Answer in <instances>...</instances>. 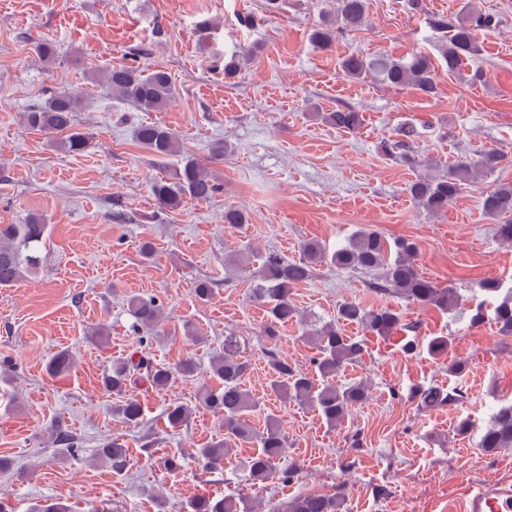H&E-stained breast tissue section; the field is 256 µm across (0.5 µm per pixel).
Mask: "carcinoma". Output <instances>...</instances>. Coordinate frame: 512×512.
Listing matches in <instances>:
<instances>
[{
	"instance_id": "cac0c4a2",
	"label": "carcinoma",
	"mask_w": 512,
	"mask_h": 512,
	"mask_svg": "<svg viewBox=\"0 0 512 512\" xmlns=\"http://www.w3.org/2000/svg\"><path fill=\"white\" fill-rule=\"evenodd\" d=\"M367 0H339L337 24L342 32L359 30L366 22ZM429 25L446 34L447 44L443 59L448 73L454 74L463 63L478 55L479 35L490 30L495 20L489 14L470 10L465 18L453 22L445 15H432ZM251 51L235 53L224 58V79L236 78L242 62ZM343 74L351 79L370 78L394 88H412L424 96L436 93V68L431 58L416 52L405 57L388 54L364 56L350 53L341 61ZM104 87L120 99L133 104L144 112H160L176 96V87L170 75L163 70H150L135 64L120 63L99 74ZM81 105L77 96L63 90L52 94L41 105L23 114L25 124L46 134H59L56 146L68 153L81 154L88 150L90 140L75 124V112ZM327 123L344 131L355 132L363 124L362 115L352 109H338L321 115ZM421 136L412 123H403L394 129V137L383 141V153L403 165H417L414 144ZM138 144L157 159L178 153V141L169 128L147 123L137 127ZM503 155L491 150L479 159L461 158L441 176H423L410 182L407 191L411 200L428 215L444 212L460 192L478 183L479 177L495 168ZM152 194L158 204L177 211L189 202L207 203L220 190L206 166L192 157L184 158L182 165L170 175L153 181ZM483 213L498 221L495 233L503 244L512 245V183L502 182L482 197ZM48 225L40 217H33L24 224L0 225V287H12L27 279L42 262ZM418 246L409 239L387 240L381 232L372 228L358 230L346 244L330 252L321 242L309 240L301 246L299 258L288 261L269 252L256 254L260 261L257 279L253 280L252 296L265 307L266 320L262 335L274 340L280 329L298 317V311L290 296L293 289L311 280L316 267L329 263L339 269L370 273V287L380 293H394L413 304L453 311L458 297L450 288H440L433 281L419 274L415 259ZM483 291L496 300L487 309L479 304L473 309L469 324L477 327L491 319L502 335L512 336V290L500 296L502 282L490 278L483 282ZM127 305L142 331H155L162 319V309L156 300L131 294ZM356 323L381 337L404 328L397 312L389 307L368 309L357 303L344 302L338 306L336 320L320 327L302 322V337L315 345L318 357L314 359L319 379L294 368L287 360L273 351H267L270 373V394L284 400H293L315 409L328 427L337 428L344 423L352 410L369 401V388L363 381L347 386L335 384L336 376L347 366L357 362L365 350L363 341L343 333L342 326ZM450 346L446 336H435L427 345L408 339L402 344L407 355H417L421 350L441 356ZM73 355L61 350L51 359L48 370L53 375L68 372ZM211 373L220 380L217 389L202 387L199 404L212 411L221 420L224 439L197 449L198 457L210 469L224 464V458L237 443L255 444V451L245 460L244 466L252 481L263 482L276 475L283 481H291L294 471L277 472L276 462L288 448L287 440L277 420L269 417L263 428L250 423V417L261 403L247 389L243 379L249 369L248 361L240 357L238 337H224V352L214 355L210 361ZM198 374L196 362L187 358L174 367L154 364L143 355L132 352L112 363L103 377L105 390L125 397L115 411L129 425L140 423V403L126 396L128 386L142 380L162 391L176 378L192 381ZM418 406L432 410L454 404L464 398L460 389L445 391L432 386H422L414 391ZM191 411L185 405L171 402L165 411L168 426L172 429L187 423ZM53 442L61 452L73 455L80 451V442L62 425L56 426ZM479 448L486 453L512 449V404L494 411L479 440ZM97 459L115 473L125 471L130 464V451L123 444L107 441L98 448ZM344 497L340 493L305 494L283 501L269 508L268 512H343ZM257 505L244 496H215L200 494L187 502L186 512H256Z\"/></svg>"
}]
</instances>
